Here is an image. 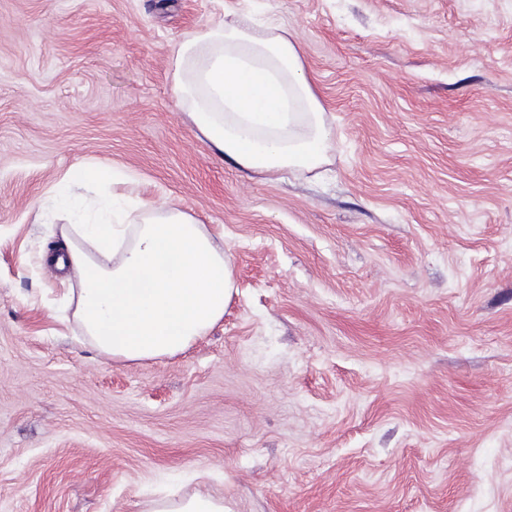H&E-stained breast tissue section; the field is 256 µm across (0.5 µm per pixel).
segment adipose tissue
I'll return each instance as SVG.
<instances>
[{"instance_id":"1","label":"adipose tissue","mask_w":512,"mask_h":512,"mask_svg":"<svg viewBox=\"0 0 512 512\" xmlns=\"http://www.w3.org/2000/svg\"><path fill=\"white\" fill-rule=\"evenodd\" d=\"M173 59V90L191 121L241 171L271 177L327 163L324 110L286 28L222 21L186 36ZM127 217L109 209L101 222L67 225L66 260L79 283L73 317L106 357H171L223 319L233 265L177 208L139 224Z\"/></svg>"}]
</instances>
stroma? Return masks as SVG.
Listing matches in <instances>:
<instances>
[{"mask_svg":"<svg viewBox=\"0 0 512 512\" xmlns=\"http://www.w3.org/2000/svg\"><path fill=\"white\" fill-rule=\"evenodd\" d=\"M285 26L329 161L247 178L173 47ZM80 188L171 205L230 255L223 321L136 363L81 340ZM512 512V0H0V512ZM152 512H232L224 499L194 494L178 501L163 500L156 502Z\"/></svg>","mask_w":512,"mask_h":512,"instance_id":"obj_1","label":"stroma"}]
</instances>
